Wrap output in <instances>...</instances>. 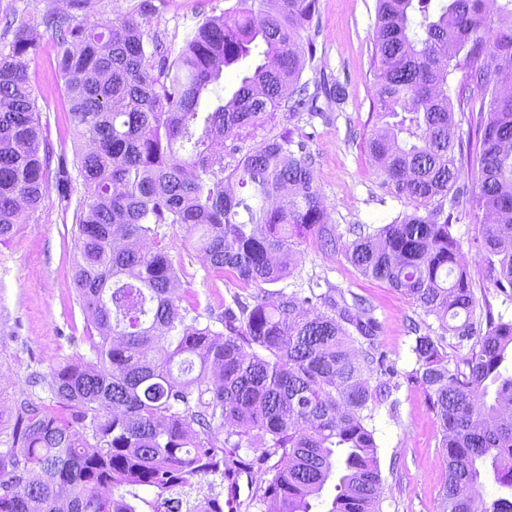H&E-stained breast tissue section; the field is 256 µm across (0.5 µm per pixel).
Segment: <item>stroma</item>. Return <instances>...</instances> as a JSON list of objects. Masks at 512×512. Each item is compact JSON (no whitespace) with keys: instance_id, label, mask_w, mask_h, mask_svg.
I'll return each instance as SVG.
<instances>
[{"instance_id":"obj_1","label":"stroma","mask_w":512,"mask_h":512,"mask_svg":"<svg viewBox=\"0 0 512 512\" xmlns=\"http://www.w3.org/2000/svg\"><path fill=\"white\" fill-rule=\"evenodd\" d=\"M228 0H85L80 7L65 4L77 20H112L125 15L146 22L148 32L160 33L181 45L189 28L206 16L223 14ZM375 24V0H317L306 34L316 55L302 73L309 85L341 82L347 94L336 102L319 98L320 113L289 116L258 125L243 141L229 139L225 155L244 153L256 144L291 128L316 160L318 187L333 209L339 231L352 224L378 226L403 210V203L384 193L364 145L373 126L369 121L374 96L370 58ZM38 54L26 58L29 81L35 90L41 121L53 147L74 153L62 82L55 71L52 35L39 33ZM69 202H61L56 186H49L41 207L12 238L0 241V365L10 367L15 388L0 395L13 408L21 393L30 391L32 375L48 374L58 363L91 354L84 340L86 318L73 286L75 224L65 204L84 196L81 180H73ZM162 243L178 266V294L195 306L199 322L215 323L225 303L246 297L253 289L235 278L208 270L199 260L187 230L177 224L160 229ZM297 265L282 288L316 284L357 294L374 307L380 324L378 344L399 371L414 366L410 347L411 321L434 324L410 301L387 284L367 279L342 255L321 250L313 241L298 247ZM395 409H381L375 418L381 470L386 478L382 512H442L445 473L440 466V428L420 382L401 380Z\"/></svg>"}]
</instances>
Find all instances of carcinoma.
<instances>
[{"mask_svg": "<svg viewBox=\"0 0 512 512\" xmlns=\"http://www.w3.org/2000/svg\"><path fill=\"white\" fill-rule=\"evenodd\" d=\"M316 0H236L179 47L132 16L75 22L48 9L72 134L83 143L56 181L74 212L73 282L92 362L51 368L49 399L18 398L0 426V512H381L386 478L374 416L401 375L379 351L373 307L339 288L268 291L303 239L438 322L414 326L419 381L447 449L443 512H512V319L496 317L461 263L454 214L481 226L478 266L512 290V0H377L366 150L406 210L372 230L332 223L304 143L285 128L232 161L214 151L276 112L317 113L301 81ZM27 25L0 51V241L46 198L53 148L23 58ZM235 73L218 92L225 71ZM462 79L455 97L448 80ZM469 111L476 140L451 133ZM467 182L458 184L462 175ZM164 224L195 238L205 267L257 293L201 325L173 291ZM471 342L451 370L443 339ZM52 402L70 412L63 419ZM250 454L243 456L242 449ZM277 463L271 465V459ZM250 492L240 499L242 475ZM200 482L209 492L190 498Z\"/></svg>", "mask_w": 512, "mask_h": 512, "instance_id": "carcinoma-1", "label": "carcinoma"}]
</instances>
